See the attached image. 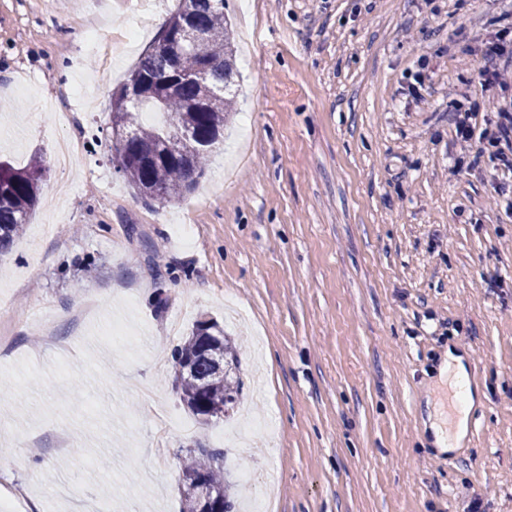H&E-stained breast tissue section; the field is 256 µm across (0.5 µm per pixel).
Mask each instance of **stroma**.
Instances as JSON below:
<instances>
[{
    "instance_id": "obj_1",
    "label": "stroma",
    "mask_w": 512,
    "mask_h": 512,
    "mask_svg": "<svg viewBox=\"0 0 512 512\" xmlns=\"http://www.w3.org/2000/svg\"><path fill=\"white\" fill-rule=\"evenodd\" d=\"M175 4L0 0V155L98 137L50 164L0 262V467L23 512H180L198 447L273 478L237 486L273 512H512V178L459 168L450 122L490 112L473 65L512 0H225L238 113L195 192L151 209L112 157L110 94ZM77 82L73 119L38 107ZM203 317L243 340L263 457L180 402L167 351ZM452 354L473 405L447 450Z\"/></svg>"
}]
</instances>
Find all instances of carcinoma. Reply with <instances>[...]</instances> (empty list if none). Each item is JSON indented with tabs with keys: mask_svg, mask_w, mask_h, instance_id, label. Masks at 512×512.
I'll return each mask as SVG.
<instances>
[{
	"mask_svg": "<svg viewBox=\"0 0 512 512\" xmlns=\"http://www.w3.org/2000/svg\"><path fill=\"white\" fill-rule=\"evenodd\" d=\"M192 28L200 48L182 45ZM224 6L212 0H176L158 38L126 80L112 92L111 129L128 134L126 145L112 143L119 172L147 206H165L191 193L235 110L238 85ZM144 111L162 115L161 124L141 122ZM47 173L36 157L25 169L0 160V256L30 222ZM239 344L212 319H201L170 350L175 388L197 417L242 393ZM181 512H235L224 452L187 448L181 469Z\"/></svg>",
	"mask_w": 512,
	"mask_h": 512,
	"instance_id": "obj_1",
	"label": "carcinoma"
}]
</instances>
